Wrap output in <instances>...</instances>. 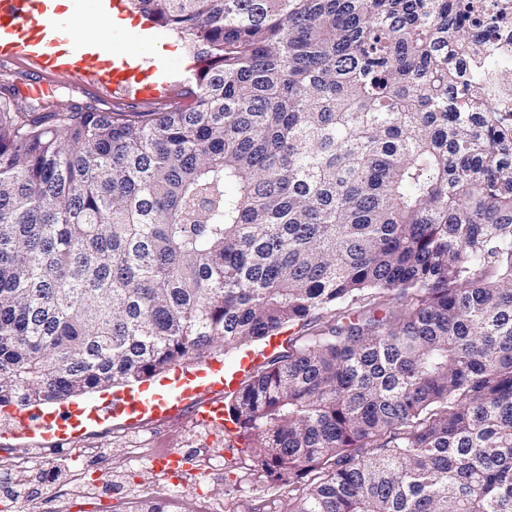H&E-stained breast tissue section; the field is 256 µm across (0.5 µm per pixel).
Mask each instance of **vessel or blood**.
Here are the masks:
<instances>
[{"mask_svg":"<svg viewBox=\"0 0 512 512\" xmlns=\"http://www.w3.org/2000/svg\"><path fill=\"white\" fill-rule=\"evenodd\" d=\"M52 0H0V58L25 62L43 79L64 73L73 80L95 87L105 95L135 94L141 100L160 99L159 82L139 78L121 55L91 54L71 44L66 31L71 19L58 16ZM174 408L172 400L150 401L127 394L111 399L106 411L123 416L128 423L144 415L159 417ZM87 417L84 410L46 412L30 409L16 414L13 433L30 436L41 433L45 439L74 435Z\"/></svg>","mask_w":512,"mask_h":512,"instance_id":"obj_1","label":"vessel or blood"}]
</instances>
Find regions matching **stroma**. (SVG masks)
<instances>
[{
	"label": "stroma",
	"instance_id": "stroma-1",
	"mask_svg": "<svg viewBox=\"0 0 512 512\" xmlns=\"http://www.w3.org/2000/svg\"><path fill=\"white\" fill-rule=\"evenodd\" d=\"M70 33L76 41H89L98 37L112 40V50L124 53L140 49L147 73H161L174 84L173 96L165 101L123 102L127 112H161L174 106H185L192 98L186 88L192 83L196 65L192 51L177 35L153 30L154 42L164 45L166 53L156 57L149 48H138L128 37L125 26L105 28L96 20L78 23ZM15 101L20 108L33 105L38 94L50 96L57 111L68 112L73 107L93 105L111 110L113 102L98 96L92 89L75 87L65 76H55L51 83L40 84L37 76L26 68L13 67ZM288 333H281L276 344L259 341L244 346L233 353L216 352L201 360L181 365L179 371L184 381L199 384L204 374L238 373L240 383H247L251 370L245 359L262 363L272 356L288 351ZM13 421L0 414V468L16 457L36 455L43 457L41 468L34 471L27 495L11 497L5 486L0 485V499L7 500V512H135L139 501L167 491L158 459L167 451H181L188 465L183 472L186 482L176 497L178 512H210L214 504L224 506V512H288L291 496L287 487L268 479L254 470L250 458L244 453V441L231 421L200 424L193 418L192 405H185L178 414L147 419L136 426L126 425L121 419H102L87 426L83 435L57 443L41 438H17L11 433ZM148 448L149 453L140 470H131L127 464L126 450L134 445ZM95 447L107 449L100 459V466L111 468L112 482L97 489L95 496L77 497L68 456L70 449ZM208 448L221 452L223 470L200 477L195 473L192 459L198 449Z\"/></svg>",
	"mask_w": 512,
	"mask_h": 512
}]
</instances>
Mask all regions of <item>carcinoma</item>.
<instances>
[{
    "label": "carcinoma",
    "mask_w": 512,
    "mask_h": 512,
    "mask_svg": "<svg viewBox=\"0 0 512 512\" xmlns=\"http://www.w3.org/2000/svg\"><path fill=\"white\" fill-rule=\"evenodd\" d=\"M133 2L190 105L23 112L0 71V409L297 326L228 409L288 512H512L499 0Z\"/></svg>",
    "instance_id": "obj_1"
}]
</instances>
